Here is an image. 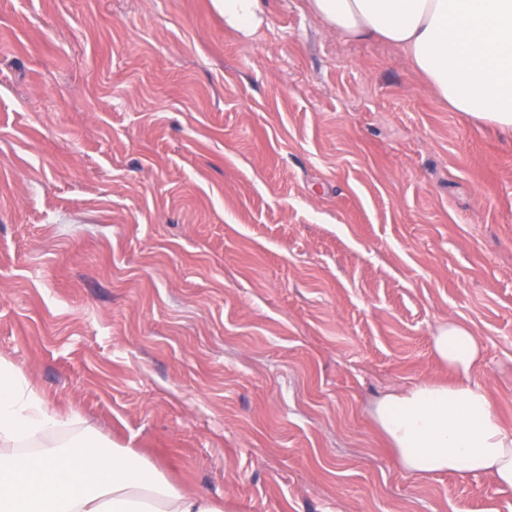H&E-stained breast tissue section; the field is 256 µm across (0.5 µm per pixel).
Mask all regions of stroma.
Returning a JSON list of instances; mask_svg holds the SVG:
<instances>
[{"label":"stroma","instance_id":"stroma-1","mask_svg":"<svg viewBox=\"0 0 512 512\" xmlns=\"http://www.w3.org/2000/svg\"><path fill=\"white\" fill-rule=\"evenodd\" d=\"M265 4L0 0V358L233 512H512L371 417L453 320L512 428V138ZM224 23L243 38L250 37L267 19L263 0H218Z\"/></svg>","mask_w":512,"mask_h":512}]
</instances>
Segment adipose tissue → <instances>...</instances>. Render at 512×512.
<instances>
[{
	"instance_id": "1",
	"label": "adipose tissue",
	"mask_w": 512,
	"mask_h": 512,
	"mask_svg": "<svg viewBox=\"0 0 512 512\" xmlns=\"http://www.w3.org/2000/svg\"><path fill=\"white\" fill-rule=\"evenodd\" d=\"M250 37L263 0H218ZM329 31L398 50L449 110L512 135V0H306ZM451 384L385 393L372 417L399 466L417 476L488 474L512 487V430L473 379L482 344L451 321L431 339ZM0 512H223L130 448L107 450L61 417L17 364L0 359Z\"/></svg>"
}]
</instances>
